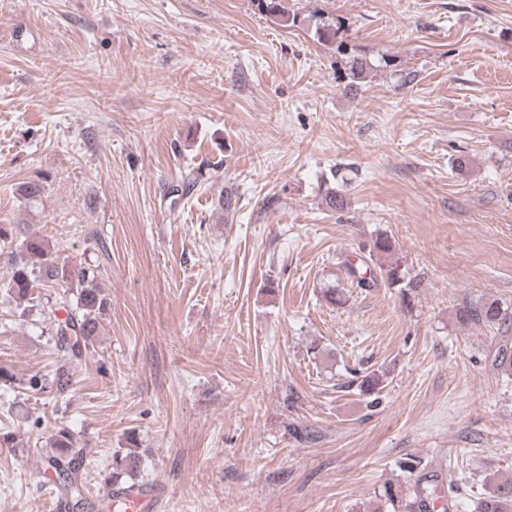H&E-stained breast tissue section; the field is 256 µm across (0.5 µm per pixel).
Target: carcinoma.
Wrapping results in <instances>:
<instances>
[{
    "label": "carcinoma",
    "mask_w": 512,
    "mask_h": 512,
    "mask_svg": "<svg viewBox=\"0 0 512 512\" xmlns=\"http://www.w3.org/2000/svg\"><path fill=\"white\" fill-rule=\"evenodd\" d=\"M260 12L272 17L286 18L288 10L283 0H255ZM19 241L18 250L9 257V271L0 283V294L6 301L27 304L30 312L40 306L43 290L57 288L63 295L56 299L64 316L54 319L53 341L62 365L51 375L35 374L28 379L25 389L34 395L50 394L57 398L68 395L72 377L68 365L79 363L93 346L100 320L109 306L108 298L92 268L75 269L62 262L51 251L44 240L31 235L18 224H0V241ZM394 252L392 241L377 237L369 245L368 255L357 257V261H345L350 276L356 279L359 288H399L401 292L413 288L407 280L399 260H391ZM376 264L370 268L368 262ZM458 322L465 326L484 325L509 331L512 315L494 301L466 304L457 311ZM385 373L374 370L357 376V387L364 394H371L382 387ZM126 452L112 456V473L108 481L107 497L127 498L143 491V484L136 479L140 466L137 442L133 435L127 436ZM84 451L73 431L59 427L52 433L51 451L46 463L55 477L57 490L67 502L69 512H88L90 503L84 492L82 462ZM406 473L407 490L390 484L384 485L381 497L390 503L393 512H430V505L444 501L442 512H449L447 499L455 493L456 484L448 489L439 487L438 475L428 470L421 458H407L399 462ZM474 512H512V478L501 481L487 479L486 492L475 505Z\"/></svg>",
    "instance_id": "carcinoma-1"
}]
</instances>
